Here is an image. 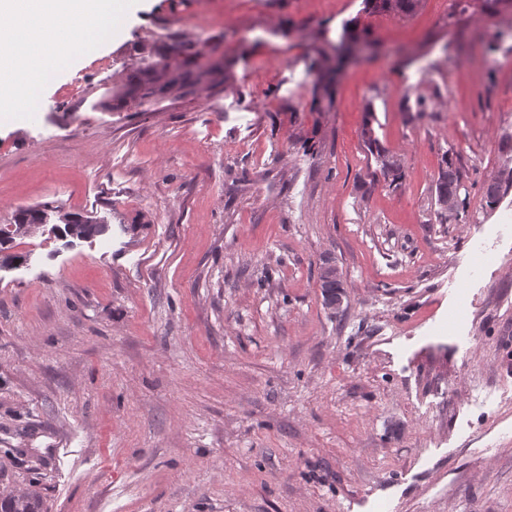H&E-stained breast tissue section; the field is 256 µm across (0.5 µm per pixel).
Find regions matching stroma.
<instances>
[{"label": "stroma", "mask_w": 512, "mask_h": 512, "mask_svg": "<svg viewBox=\"0 0 512 512\" xmlns=\"http://www.w3.org/2000/svg\"><path fill=\"white\" fill-rule=\"evenodd\" d=\"M495 15L131 0L111 42L80 31L0 128V224L108 227L16 238L0 271V488L43 512H512V189L484 201L512 177V0ZM349 26L372 49L343 65ZM189 52L217 74L133 94ZM361 135L365 145L372 151L375 150L378 156H382V171L385 180H389V185L396 186L403 176L399 164L387 156L381 155V152L379 155L377 139L373 136V130L368 124L363 127ZM445 168L442 169L437 183H436V203L439 206L440 214L444 219L449 217L458 218L460 212H465L466 209V189L462 183L461 176L457 168L455 167L452 158L445 156ZM461 190L465 191L464 197H461ZM453 198L456 202H448V210L443 209L440 205L442 199ZM454 215L448 217V214L454 212Z\"/></svg>", "instance_id": "stroma-1"}]
</instances>
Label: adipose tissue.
I'll use <instances>...</instances> for the list:
<instances>
[{"mask_svg": "<svg viewBox=\"0 0 512 512\" xmlns=\"http://www.w3.org/2000/svg\"><path fill=\"white\" fill-rule=\"evenodd\" d=\"M130 0H0V125L18 126L70 61V36L92 29L97 43L119 34Z\"/></svg>", "mask_w": 512, "mask_h": 512, "instance_id": "obj_1", "label": "adipose tissue"}]
</instances>
